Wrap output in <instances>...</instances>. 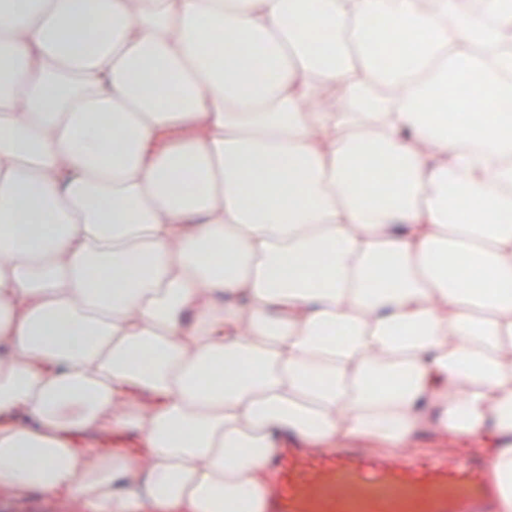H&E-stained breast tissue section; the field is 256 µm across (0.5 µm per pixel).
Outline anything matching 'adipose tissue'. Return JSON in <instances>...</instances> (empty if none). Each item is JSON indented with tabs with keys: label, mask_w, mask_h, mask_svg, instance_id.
I'll return each mask as SVG.
<instances>
[{
	"label": "adipose tissue",
	"mask_w": 512,
	"mask_h": 512,
	"mask_svg": "<svg viewBox=\"0 0 512 512\" xmlns=\"http://www.w3.org/2000/svg\"><path fill=\"white\" fill-rule=\"evenodd\" d=\"M480 3L0 0V494L263 512L275 448L427 435L512 512V108L419 106L512 104Z\"/></svg>",
	"instance_id": "1"
}]
</instances>
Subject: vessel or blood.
<instances>
[{
  "instance_id": "obj_1",
  "label": "vessel or blood",
  "mask_w": 512,
  "mask_h": 512,
  "mask_svg": "<svg viewBox=\"0 0 512 512\" xmlns=\"http://www.w3.org/2000/svg\"><path fill=\"white\" fill-rule=\"evenodd\" d=\"M264 512H497L487 463L472 455L383 458L368 449L285 448Z\"/></svg>"
}]
</instances>
